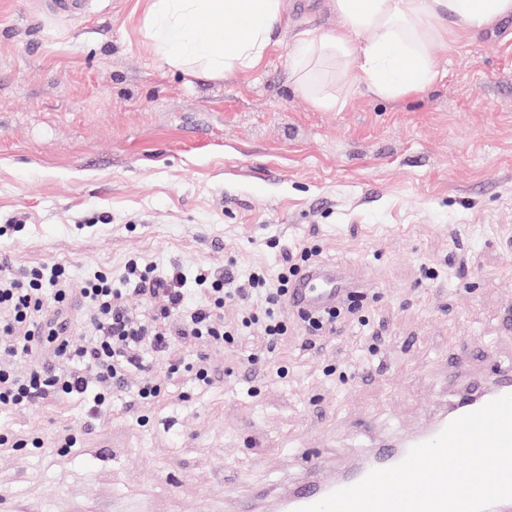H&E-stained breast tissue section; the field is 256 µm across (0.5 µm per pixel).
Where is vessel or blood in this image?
Instances as JSON below:
<instances>
[{"label":"vessel or blood","mask_w":512,"mask_h":512,"mask_svg":"<svg viewBox=\"0 0 512 512\" xmlns=\"http://www.w3.org/2000/svg\"><path fill=\"white\" fill-rule=\"evenodd\" d=\"M350 284L351 280L344 271L314 265L303 270L294 281L289 302L293 307L316 312L335 305ZM506 394H512V373L502 375L495 389L474 392L472 400L460 405L458 412L462 415L470 413L492 399ZM444 427V422L440 421L423 433L407 439L403 446L377 449L374 463H359L347 474L333 479L321 478L320 461L315 458L309 459L307 476L301 482L299 491L293 494L291 501L287 503L286 512H298L299 508L318 502L334 490L359 482L371 469H383L398 464L406 457L410 448L432 440Z\"/></svg>","instance_id":"1"}]
</instances>
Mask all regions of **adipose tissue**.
Listing matches in <instances>:
<instances>
[{
	"label": "adipose tissue",
	"mask_w": 512,
	"mask_h": 512,
	"mask_svg": "<svg viewBox=\"0 0 512 512\" xmlns=\"http://www.w3.org/2000/svg\"><path fill=\"white\" fill-rule=\"evenodd\" d=\"M333 2L340 26L302 32L291 52L295 87L321 109L338 103L320 82L330 73L381 98L424 91L441 76L432 48L449 26L476 34L512 14V0ZM287 12L288 0H147L144 30L170 66L227 76L262 62Z\"/></svg>",
	"instance_id": "obj_1"
}]
</instances>
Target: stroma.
Masks as SVG:
<instances>
[{
	"instance_id": "stroma-1",
	"label": "stroma",
	"mask_w": 512,
	"mask_h": 512,
	"mask_svg": "<svg viewBox=\"0 0 512 512\" xmlns=\"http://www.w3.org/2000/svg\"><path fill=\"white\" fill-rule=\"evenodd\" d=\"M48 0H0V255L73 283L165 268L276 271L287 246L349 270L374 335L360 367L347 330L308 350L288 337L247 365L240 348H192L212 387L169 401L120 398L87 428L82 403L0 417L17 433L63 428L61 453L0 455V512H237L300 478L333 476L389 436L433 424L468 382L512 365V16L449 36L443 76L395 99L337 88L320 109L288 79L298 33L329 31L332 0H289L254 69L210 78L171 67L143 30L145 0L60 18Z\"/></svg>"
}]
</instances>
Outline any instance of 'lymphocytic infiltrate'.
I'll return each instance as SVG.
<instances>
[{"label":"lymphocytic infiltrate","instance_id":"lymphocytic-infiltrate-1","mask_svg":"<svg viewBox=\"0 0 512 512\" xmlns=\"http://www.w3.org/2000/svg\"><path fill=\"white\" fill-rule=\"evenodd\" d=\"M312 252L294 249L277 273L262 266L249 275L250 289L235 285L232 273L209 267L185 271L129 260L121 285L100 271L73 288L59 264H43L21 274L0 275V414L69 400L85 404L90 422H97L115 398L131 393L137 405L162 401L166 390L152 370L154 354L171 355L175 370L186 373L197 390H205L216 374L208 357L183 355L177 339L214 345L258 338L260 355L271 354L288 335L284 311L288 288ZM148 304L147 315L130 312L129 294ZM238 310L234 324L224 322L225 307ZM310 342L348 327L369 335V320L360 312L357 295L319 315L299 313ZM32 358L18 372V358ZM78 434L55 431L51 440L0 429V447L41 452L45 444L74 448Z\"/></svg>","mask_w":512,"mask_h":512}]
</instances>
